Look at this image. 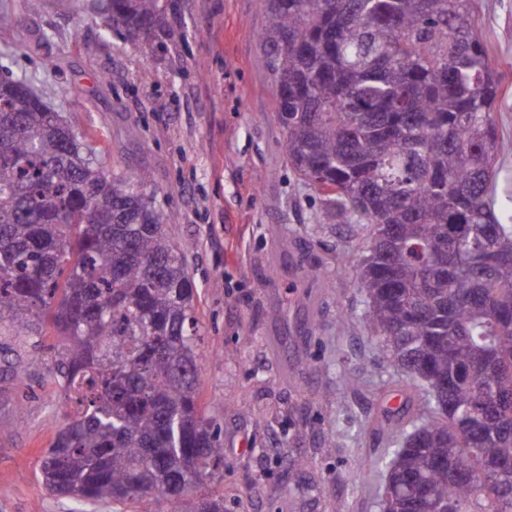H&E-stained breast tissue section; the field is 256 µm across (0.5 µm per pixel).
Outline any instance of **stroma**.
<instances>
[{
	"label": "stroma",
	"mask_w": 512,
	"mask_h": 512,
	"mask_svg": "<svg viewBox=\"0 0 512 512\" xmlns=\"http://www.w3.org/2000/svg\"><path fill=\"white\" fill-rule=\"evenodd\" d=\"M93 0H0V66L26 79L111 166L145 174L196 288L201 404L224 467L198 491L225 512H381L385 429L405 399L353 267L359 239L319 220L314 189L288 168L265 67L262 0H165L169 26L139 39ZM507 76L496 104L498 214L512 215V0H473ZM70 94H60V87ZM315 265L319 277L306 276ZM0 333V512H139L50 495L41 464L64 425L49 350ZM356 384L343 388L344 378ZM335 440L332 453L323 443Z\"/></svg>",
	"instance_id": "1"
}]
</instances>
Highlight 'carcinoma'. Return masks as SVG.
<instances>
[{
  "instance_id": "carcinoma-1",
  "label": "carcinoma",
  "mask_w": 512,
  "mask_h": 512,
  "mask_svg": "<svg viewBox=\"0 0 512 512\" xmlns=\"http://www.w3.org/2000/svg\"><path fill=\"white\" fill-rule=\"evenodd\" d=\"M275 118L323 218L353 227L368 331L405 373L381 512H512V215L496 212L503 76L472 0H264ZM127 34L162 0H111ZM30 84L0 76V329L54 346L70 405L55 495L166 499L224 466L199 405L195 288L143 174L109 169Z\"/></svg>"
}]
</instances>
